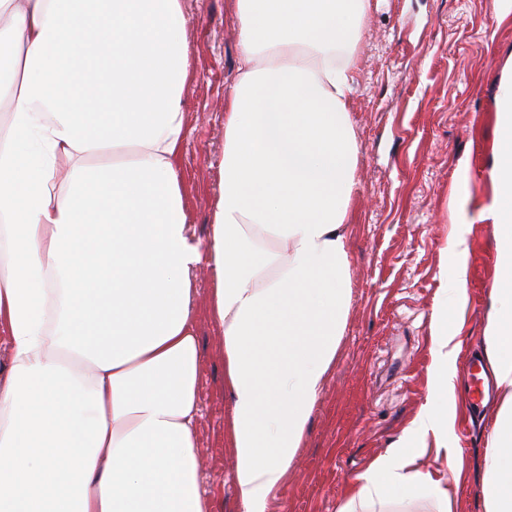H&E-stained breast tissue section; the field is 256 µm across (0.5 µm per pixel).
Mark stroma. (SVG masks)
I'll return each mask as SVG.
<instances>
[{
	"label": "stroma",
	"mask_w": 512,
	"mask_h": 512,
	"mask_svg": "<svg viewBox=\"0 0 512 512\" xmlns=\"http://www.w3.org/2000/svg\"><path fill=\"white\" fill-rule=\"evenodd\" d=\"M190 63L186 137L178 171L188 222L206 237L220 189L224 104L239 59L235 0H181ZM359 147L349 205L351 303L345 333L306 436L267 512H338L369 465L395 448L429 405L431 322L446 285L466 280L449 303L457 348L448 403V453L428 441L422 469L457 462L453 512H484L482 461L502 400L471 410L465 380L483 355L486 311L499 278L489 172L498 141V88L512 76V8L496 0H370L350 72ZM464 267L444 249L457 236ZM203 365L196 446L203 488L219 512H236L233 459L224 446L223 339L210 311L207 269L192 273Z\"/></svg>",
	"instance_id": "35a3bbf8"
}]
</instances>
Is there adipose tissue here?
<instances>
[{"mask_svg":"<svg viewBox=\"0 0 512 512\" xmlns=\"http://www.w3.org/2000/svg\"><path fill=\"white\" fill-rule=\"evenodd\" d=\"M369 0H236L241 55L224 112L210 235L191 232L178 158L189 61L180 0H0V512H215L195 420L192 271L224 339V444L237 512H266L306 435L350 305L359 147L349 69ZM504 271L486 355L506 397L484 458L485 512H512V80L498 98ZM112 150L111 163L88 166ZM68 159L58 179L60 159ZM424 410L358 476L352 501L453 512L448 306L431 324Z\"/></svg>","mask_w":512,"mask_h":512,"instance_id":"adipose-tissue-1","label":"adipose tissue"}]
</instances>
